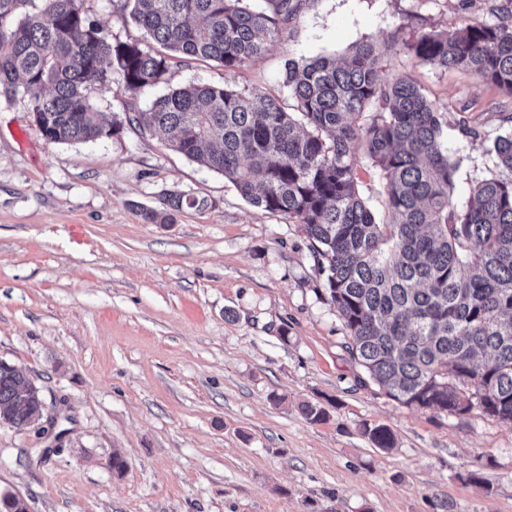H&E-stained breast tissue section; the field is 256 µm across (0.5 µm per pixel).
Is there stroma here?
Wrapping results in <instances>:
<instances>
[{"mask_svg": "<svg viewBox=\"0 0 512 512\" xmlns=\"http://www.w3.org/2000/svg\"><path fill=\"white\" fill-rule=\"evenodd\" d=\"M83 9L112 40L146 38L118 0ZM470 22L512 26V0H304L262 58L231 76L175 58L168 85L227 83L287 105L288 59L392 44L381 66L410 70L445 113L462 203L495 171L488 148L512 129V96L412 65L396 45ZM172 194L209 206L143 219ZM319 286L299 225L163 133L49 144L29 97L0 90V360L52 420L44 434L0 424V498L30 512H512V425L391 399L352 360ZM303 401L327 421L309 423ZM377 425L395 448L367 439ZM471 469L481 483L465 480Z\"/></svg>", "mask_w": 512, "mask_h": 512, "instance_id": "1", "label": "stroma"}]
</instances>
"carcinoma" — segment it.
Returning <instances> with one entry per match:
<instances>
[{
    "mask_svg": "<svg viewBox=\"0 0 512 512\" xmlns=\"http://www.w3.org/2000/svg\"><path fill=\"white\" fill-rule=\"evenodd\" d=\"M0 0V88L29 96L49 144L103 141L123 125L162 131L169 147L221 173L253 206L300 226L322 287L351 339L347 349L398 403L470 413L463 399L512 424V131L489 149L498 173L453 201L455 164L443 148L444 115L407 71L379 66L372 41L341 59L290 60L292 104L261 90L190 83L106 120L89 89L112 85L131 98L166 82L170 59L214 60L232 74L271 51L298 4L267 0H124L159 45L114 42L83 0ZM416 65L470 73L512 95V28L483 22L423 32L403 43ZM383 180L387 222L360 191L357 157ZM168 206L208 200L172 194ZM40 389L0 361V423L33 425ZM298 409L313 424L327 411ZM377 448L391 430L366 426Z\"/></svg>",
    "mask_w": 512,
    "mask_h": 512,
    "instance_id": "cac0c4a2",
    "label": "carcinoma"
}]
</instances>
